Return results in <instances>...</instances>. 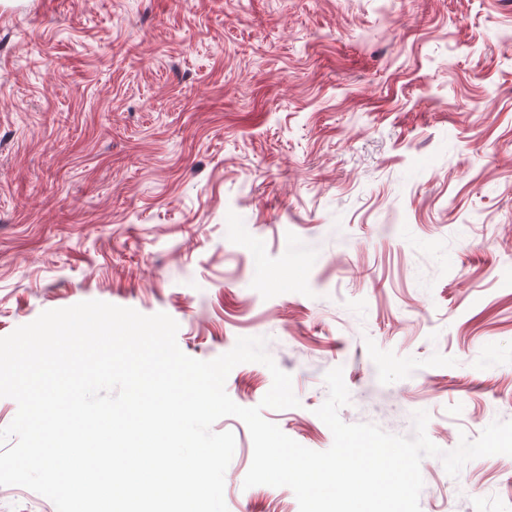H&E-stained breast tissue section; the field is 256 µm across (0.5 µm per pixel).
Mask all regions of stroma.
Instances as JSON below:
<instances>
[{"mask_svg": "<svg viewBox=\"0 0 512 512\" xmlns=\"http://www.w3.org/2000/svg\"><path fill=\"white\" fill-rule=\"evenodd\" d=\"M87 300L199 360L266 338L315 451L335 367L348 424L512 421V0H0V337ZM213 430L228 512H299ZM421 473V512H512V456Z\"/></svg>", "mask_w": 512, "mask_h": 512, "instance_id": "35a3bbf8", "label": "stroma"}]
</instances>
